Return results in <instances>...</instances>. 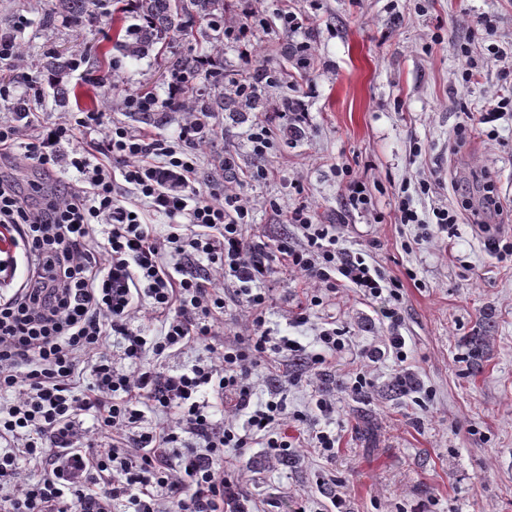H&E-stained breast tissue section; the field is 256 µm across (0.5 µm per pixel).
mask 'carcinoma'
<instances>
[{
    "mask_svg": "<svg viewBox=\"0 0 512 512\" xmlns=\"http://www.w3.org/2000/svg\"><path fill=\"white\" fill-rule=\"evenodd\" d=\"M112 0H55L52 14L62 15L72 21L88 18L105 8ZM135 9L143 24L133 38L118 42L122 51L130 57L149 53L170 32H177L186 39L202 33L201 26L215 29L224 25V0H136ZM170 73H179L189 79L201 72L200 59L190 54L170 53L167 57ZM207 77L214 86L213 98L201 105L204 112L224 111V100L238 104L243 110H255L260 101L256 98L242 100L224 96V72L211 71ZM494 325L485 316L477 333L469 337V367L471 374L481 372L489 348L490 333Z\"/></svg>",
    "mask_w": 512,
    "mask_h": 512,
    "instance_id": "carcinoma-1",
    "label": "carcinoma"
}]
</instances>
